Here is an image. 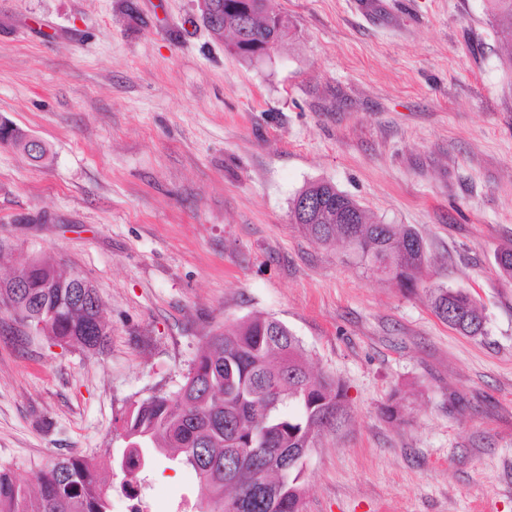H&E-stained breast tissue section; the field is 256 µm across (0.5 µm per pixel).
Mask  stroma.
<instances>
[{"mask_svg":"<svg viewBox=\"0 0 512 512\" xmlns=\"http://www.w3.org/2000/svg\"><path fill=\"white\" fill-rule=\"evenodd\" d=\"M288 34L258 62L198 0H0V278L48 258L89 279L104 354L0 311V465L120 454L114 419L175 396L215 330L263 314L300 339L349 415L305 466L303 512H512V43L489 0H268ZM324 180L422 237L414 290L290 219ZM469 292L471 338L429 291ZM153 512H197L157 457Z\"/></svg>","mask_w":512,"mask_h":512,"instance_id":"obj_1","label":"stroma"}]
</instances>
